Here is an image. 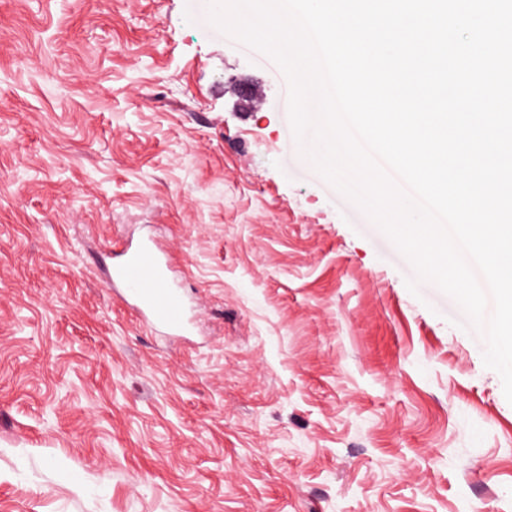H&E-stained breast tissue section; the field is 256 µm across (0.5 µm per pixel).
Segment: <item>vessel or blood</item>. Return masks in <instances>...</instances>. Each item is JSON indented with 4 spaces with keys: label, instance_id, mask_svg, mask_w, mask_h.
I'll use <instances>...</instances> for the list:
<instances>
[{
    "label": "vessel or blood",
    "instance_id": "vessel-or-blood-1",
    "mask_svg": "<svg viewBox=\"0 0 512 512\" xmlns=\"http://www.w3.org/2000/svg\"><path fill=\"white\" fill-rule=\"evenodd\" d=\"M170 272L168 257L154 243L144 242L120 250L105 286L123 289L149 327L178 334L187 328V308Z\"/></svg>",
    "mask_w": 512,
    "mask_h": 512
}]
</instances>
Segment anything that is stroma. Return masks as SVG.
Wrapping results in <instances>:
<instances>
[{
  "label": "stroma",
  "instance_id": "35a3bbf8",
  "mask_svg": "<svg viewBox=\"0 0 512 512\" xmlns=\"http://www.w3.org/2000/svg\"><path fill=\"white\" fill-rule=\"evenodd\" d=\"M208 8L0 0V512H512L482 335ZM142 239L185 337L101 285Z\"/></svg>",
  "mask_w": 512,
  "mask_h": 512
}]
</instances>
